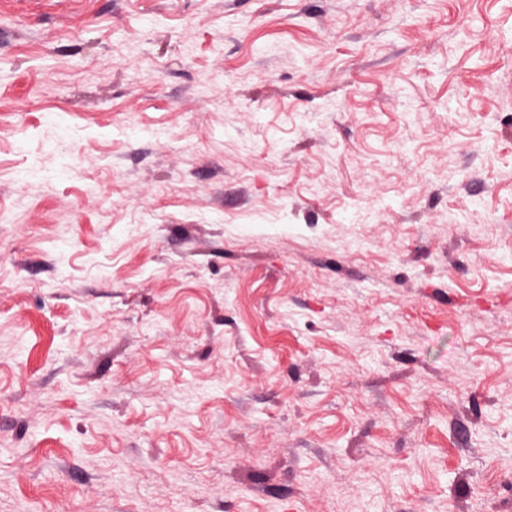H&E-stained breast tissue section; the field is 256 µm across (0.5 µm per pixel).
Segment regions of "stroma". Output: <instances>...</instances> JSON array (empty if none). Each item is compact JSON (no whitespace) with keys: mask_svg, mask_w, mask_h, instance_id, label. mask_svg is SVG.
Instances as JSON below:
<instances>
[{"mask_svg":"<svg viewBox=\"0 0 512 512\" xmlns=\"http://www.w3.org/2000/svg\"><path fill=\"white\" fill-rule=\"evenodd\" d=\"M0 512H512V0H0Z\"/></svg>","mask_w":512,"mask_h":512,"instance_id":"35a3bbf8","label":"stroma"}]
</instances>
